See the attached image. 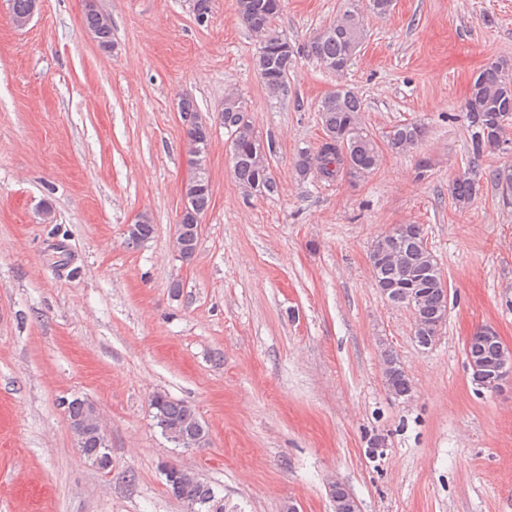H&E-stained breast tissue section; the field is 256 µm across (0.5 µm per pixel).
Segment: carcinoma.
Segmentation results:
<instances>
[{"label": "carcinoma", "instance_id": "obj_1", "mask_svg": "<svg viewBox=\"0 0 512 512\" xmlns=\"http://www.w3.org/2000/svg\"><path fill=\"white\" fill-rule=\"evenodd\" d=\"M33 2L10 0L14 24L29 16ZM237 5L243 22L259 42L255 66L265 89L273 97H287L288 74L294 67L297 50L287 37L272 30L281 0H237ZM392 7L393 0H367L364 6L361 0H348L346 9L336 21L310 40L308 55L330 72L348 68L366 38L363 10L384 16ZM85 24L101 49L112 47V23L92 3L88 5ZM506 69L504 62L489 64L474 78L465 102L463 118L469 128L470 160L448 188L452 203L460 209L466 208L481 189L480 159L485 153L503 150L509 144L506 131L512 126V76ZM317 112L325 139L315 151L302 148L297 152L294 170L299 178L331 184L345 175L352 181H359L377 168L381 158L379 147L361 122L363 103L354 91L348 88L336 90L321 101ZM179 116L195 172L186 187V193L193 196V208L181 221L175 249L181 259L189 261L198 245L199 218L211 205L212 194L205 168L210 127L201 120L200 111L191 99L182 100ZM221 120L232 138L233 174L238 185L248 196L274 195L278 186L269 162L273 146L264 142L246 116V108L239 97L229 95L224 99ZM426 134L423 124L404 122L387 131L385 142L392 151L406 153L418 147ZM496 181L502 201L512 205V166L498 170ZM406 228L409 232L405 234L391 236L384 232L374 241V250L385 245L406 256L403 265L386 262L374 267V280L380 285H391L421 279L422 300L416 307V318L425 321L445 307L446 297L433 288L423 264L427 246L423 225L408 224ZM153 233L154 225L142 215L131 225L127 240L138 246ZM382 361L385 365L393 364L392 374L384 379L388 391L397 399H409L412 385L400 361L393 358V352L388 349L383 351ZM151 406L154 424L167 441L181 448H202L207 444L208 429L191 407L164 394L155 395ZM67 415L86 461L94 465L97 460L110 455L107 435L99 427L97 414L88 400L77 397L69 401ZM174 496L193 505L196 512H213L217 502L214 489L192 476L182 482Z\"/></svg>", "mask_w": 512, "mask_h": 512}]
</instances>
